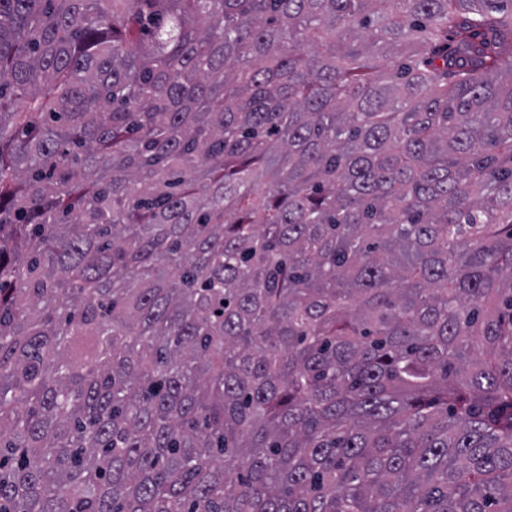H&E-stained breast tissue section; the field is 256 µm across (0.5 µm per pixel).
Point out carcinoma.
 <instances>
[{"instance_id":"obj_1","label":"carcinoma","mask_w":512,"mask_h":512,"mask_svg":"<svg viewBox=\"0 0 512 512\" xmlns=\"http://www.w3.org/2000/svg\"><path fill=\"white\" fill-rule=\"evenodd\" d=\"M0 512H512V0H0Z\"/></svg>"}]
</instances>
